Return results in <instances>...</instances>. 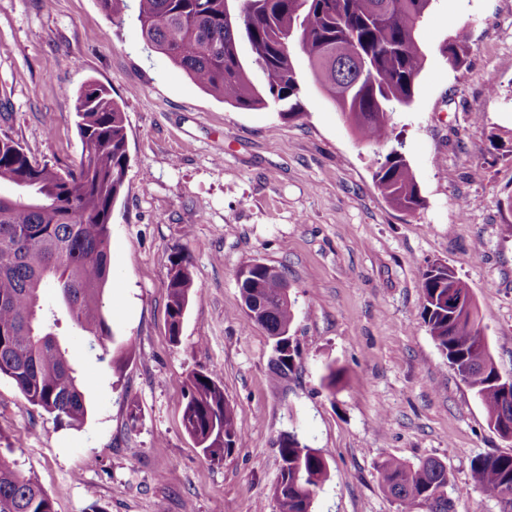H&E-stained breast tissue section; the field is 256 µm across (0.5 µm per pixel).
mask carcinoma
I'll return each mask as SVG.
<instances>
[{
    "label": "carcinoma",
    "instance_id": "cac0c4a2",
    "mask_svg": "<svg viewBox=\"0 0 512 512\" xmlns=\"http://www.w3.org/2000/svg\"><path fill=\"white\" fill-rule=\"evenodd\" d=\"M434 0H138L137 20L146 45L167 56L202 89L241 110L273 104L292 119L302 114L293 52L308 60L313 78L344 121L367 143L392 140L390 113L412 103L425 53L421 24ZM441 52L463 67L470 45L458 29ZM266 83L256 86L249 65ZM84 152L62 171L29 155L11 139H0V376L10 378L26 402L70 426L87 414L86 397L57 333L65 313L109 354L113 336L102 314L104 286L112 271V208L129 165L124 112L109 90L87 82L73 98ZM373 181L395 208L413 212L423 204L415 174L403 153L392 147L379 162ZM168 333L176 338L196 288L189 262L177 251L171 261ZM282 273L254 264L239 284L241 296L260 301L247 320L268 336L289 335L294 304L281 300ZM421 318L448 363L480 399L496 430L512 425V385L497 372L474 298L448 307L447 295L469 291L455 272L429 266L422 274ZM296 347L271 364L273 379L294 371ZM183 424L206 458L221 462L241 438L234 406L213 376L189 377ZM279 483L288 484L280 512H312L316 489L327 478L322 451L292 432L276 441ZM480 492L512 512V454L474 461ZM382 490L412 512L422 503L430 512H451L448 471L435 459L416 465L397 457L377 464ZM0 512H54L32 478L0 460Z\"/></svg>",
    "mask_w": 512,
    "mask_h": 512
}]
</instances>
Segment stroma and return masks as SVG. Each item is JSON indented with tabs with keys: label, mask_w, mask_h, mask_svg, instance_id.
I'll list each match as a JSON object with an SVG mask.
<instances>
[{
	"label": "stroma",
	"mask_w": 512,
	"mask_h": 512,
	"mask_svg": "<svg viewBox=\"0 0 512 512\" xmlns=\"http://www.w3.org/2000/svg\"><path fill=\"white\" fill-rule=\"evenodd\" d=\"M138 0L119 19L99 0H0V138L65 167L79 161L70 92L88 81L122 106L129 167L112 209L103 312L135 355L98 360L69 321L59 332L86 391L81 426L57 424L0 378V458L36 480L55 512H279L285 432L328 450L312 512H397L376 466L443 461L454 512H500L472 479L512 454L421 318L422 274L442 262L468 286L499 374L512 379V0H434L410 106L391 115L422 207L373 185L386 146L361 142L295 54L297 119L240 110L146 48ZM465 29L452 68L440 48ZM467 212H460L461 201ZM197 286L179 343L167 331L175 252ZM285 272L295 302L288 381L272 341L246 325L239 269ZM340 372L327 387L326 365ZM213 375L242 438L213 463L183 426L189 375ZM291 348L290 351L288 349H284V353L288 354L281 358L284 354H280L279 352H274L273 361H280L276 363H271V373L273 379L277 382L288 379V375L294 371L295 368V358L298 355V351L295 346H292L288 343V348Z\"/></svg>",
	"instance_id": "obj_1"
}]
</instances>
